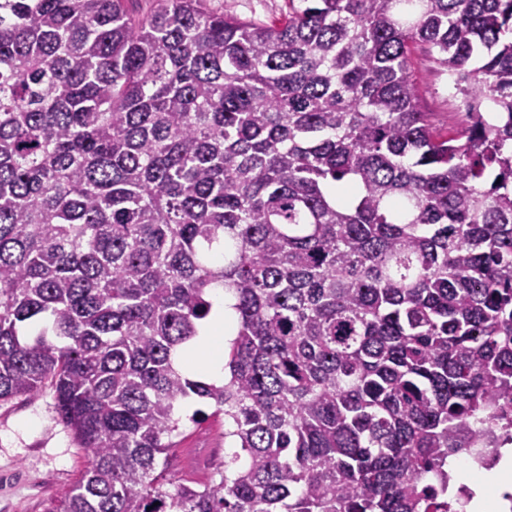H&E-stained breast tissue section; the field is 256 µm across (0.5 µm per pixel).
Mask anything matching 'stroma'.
Wrapping results in <instances>:
<instances>
[{"label": "stroma", "mask_w": 512, "mask_h": 512, "mask_svg": "<svg viewBox=\"0 0 512 512\" xmlns=\"http://www.w3.org/2000/svg\"><path fill=\"white\" fill-rule=\"evenodd\" d=\"M302 0H206L207 8L238 18L272 24L284 20ZM412 74L420 104L429 112L435 132L452 135L465 123L455 105L457 93L448 74L427 46H413ZM198 400H185L178 413L186 417L185 432L175 440L167 457L165 475L178 481L205 482L224 469V418L213 407L204 408L198 422H190L200 408ZM89 458L57 412L51 388L39 397L0 401V512H46L62 498L87 468Z\"/></svg>", "instance_id": "obj_1"}]
</instances>
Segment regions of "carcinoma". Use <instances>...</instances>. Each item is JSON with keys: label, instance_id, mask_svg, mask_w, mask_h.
Listing matches in <instances>:
<instances>
[{"label": "carcinoma", "instance_id": "1", "mask_svg": "<svg viewBox=\"0 0 512 512\" xmlns=\"http://www.w3.org/2000/svg\"><path fill=\"white\" fill-rule=\"evenodd\" d=\"M125 2L0 0V400L51 382L89 457L49 512H426L512 398V0ZM217 287L221 384L176 363ZM189 398L205 484L159 471ZM206 7L215 13L233 15L247 21L278 23L288 12L304 7L303 0H205ZM413 78L417 83L420 104L424 112L430 113L434 131L441 136H450L462 127L466 118L455 105L457 92L448 84L445 72L434 60L425 45L411 48ZM197 408L203 409L205 415L192 423L187 418ZM214 411V407L196 399H187L180 405L178 414L185 420V432L174 439V447L168 452V479L205 482L219 478L224 470V453H230L232 448L228 443L224 445V415Z\"/></svg>", "mask_w": 512, "mask_h": 512}]
</instances>
